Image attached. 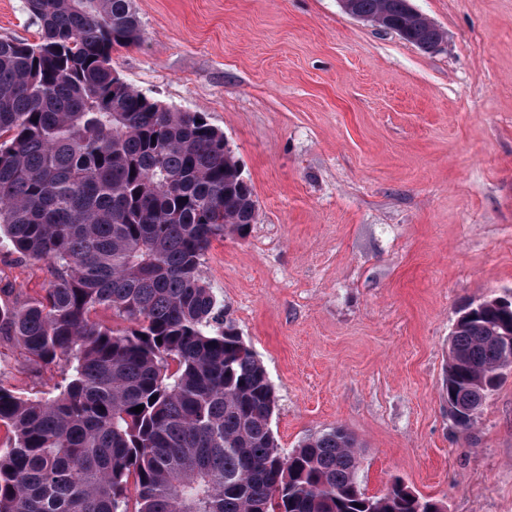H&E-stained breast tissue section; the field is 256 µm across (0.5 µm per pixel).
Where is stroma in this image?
Wrapping results in <instances>:
<instances>
[{"label":"stroma","mask_w":512,"mask_h":512,"mask_svg":"<svg viewBox=\"0 0 512 512\" xmlns=\"http://www.w3.org/2000/svg\"><path fill=\"white\" fill-rule=\"evenodd\" d=\"M135 2L143 41L113 68L206 113L253 189L255 223L203 274L267 371L279 447L341 428L367 495L398 480L512 512V374L467 430L446 385L459 310L512 294V0H411L444 33L431 52L340 0ZM0 38L37 42L23 0H0ZM50 279L0 245V303ZM66 370L0 339L7 389L40 397Z\"/></svg>","instance_id":"stroma-1"}]
</instances>
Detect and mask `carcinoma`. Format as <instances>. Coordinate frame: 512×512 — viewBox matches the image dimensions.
I'll return each mask as SVG.
<instances>
[{
  "instance_id": "carcinoma-1",
  "label": "carcinoma",
  "mask_w": 512,
  "mask_h": 512,
  "mask_svg": "<svg viewBox=\"0 0 512 512\" xmlns=\"http://www.w3.org/2000/svg\"><path fill=\"white\" fill-rule=\"evenodd\" d=\"M26 7L39 42L0 39V236L51 280L0 305V335L69 369L47 396L0 387V512H445L399 481L366 495L341 428L279 448L266 370L202 276L212 240L254 223L253 189L205 113L112 68L142 39L134 0ZM354 8L421 50L444 38L409 0ZM100 308L130 326L93 321ZM499 336H512L511 303L464 311L448 401L478 411L496 390Z\"/></svg>"
}]
</instances>
